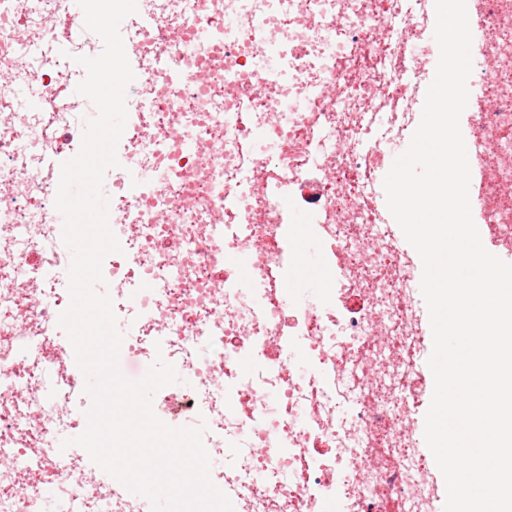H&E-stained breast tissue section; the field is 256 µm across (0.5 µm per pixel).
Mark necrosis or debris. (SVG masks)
Segmentation results:
<instances>
[{"label":"necrosis or debris","mask_w":512,"mask_h":512,"mask_svg":"<svg viewBox=\"0 0 512 512\" xmlns=\"http://www.w3.org/2000/svg\"><path fill=\"white\" fill-rule=\"evenodd\" d=\"M64 0H0V512H144L115 479L55 450L82 428L85 380L58 325L70 259L54 207L56 156L80 137L87 99L64 95L76 56L101 39L76 27L59 45ZM469 99L460 118L473 220L512 261V0H467ZM433 0H141L124 39L149 58L117 146L105 258L128 353L190 373L161 393L163 420L205 425L208 453L232 464L212 482L234 512H436L416 415L429 353L422 269L388 222L378 148L409 142L429 58L418 43ZM35 104L22 106L26 87ZM274 144V155L253 151ZM129 165L163 181L128 187ZM310 215L289 220L291 210ZM317 238L336 286L312 300L288 248ZM247 265L251 287L240 283Z\"/></svg>","instance_id":"4bbe7bcc"}]
</instances>
